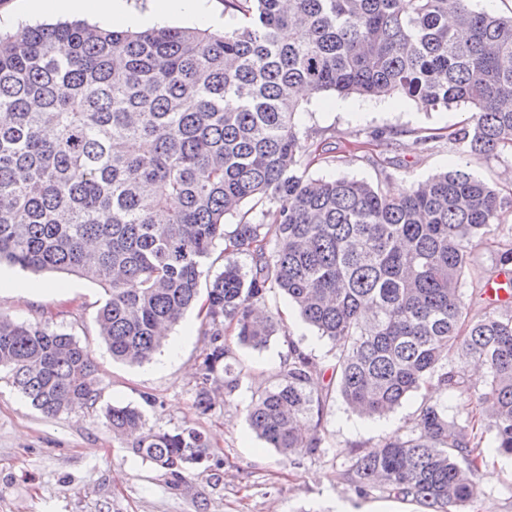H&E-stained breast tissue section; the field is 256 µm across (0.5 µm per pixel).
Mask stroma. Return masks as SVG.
Masks as SVG:
<instances>
[{
  "mask_svg": "<svg viewBox=\"0 0 512 512\" xmlns=\"http://www.w3.org/2000/svg\"><path fill=\"white\" fill-rule=\"evenodd\" d=\"M467 117L461 108L427 110L405 98L305 95L297 125L309 145L306 175L364 180L397 194L411 180L462 168L497 187L504 201L501 221L510 226L512 151L488 158L460 155L448 135ZM502 251L492 237L472 243L473 262L463 282L472 316L483 313L484 280L499 273ZM105 300L97 283L63 272L16 268L0 281V315L73 336L92 355L100 391L94 408L50 418L0 373V512H360L374 502L397 503L400 512H428L410 498L356 491L346 470L389 434L413 429L432 398L449 415H460L457 393L423 388L389 416L367 419L352 412L336 390L319 387L322 451L285 461L249 428L247 405L281 381L290 346L313 357L323 374L332 372L330 342L302 320L286 295L276 291L265 299V309L284 325L266 347L239 344L234 330H227L239 386L214 398L206 415L193 405L205 348L197 309L188 310L172 330L179 344L174 361L132 366L113 360L98 334L96 315ZM112 404L139 407L150 425L165 430L190 425L205 431L208 460L190 466L179 480L143 461L107 426L104 410ZM482 446L497 477L480 481L475 512H512V464L498 454L493 432L485 433Z\"/></svg>",
  "mask_w": 512,
  "mask_h": 512,
  "instance_id": "35a3bbf8",
  "label": "stroma"
}]
</instances>
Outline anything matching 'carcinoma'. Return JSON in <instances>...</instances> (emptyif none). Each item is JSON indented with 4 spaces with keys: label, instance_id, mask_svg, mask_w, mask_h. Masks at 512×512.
<instances>
[{
    "label": "carcinoma",
    "instance_id": "obj_1",
    "mask_svg": "<svg viewBox=\"0 0 512 512\" xmlns=\"http://www.w3.org/2000/svg\"><path fill=\"white\" fill-rule=\"evenodd\" d=\"M471 2L224 0L242 22L222 31L60 22L21 41L0 35V262L102 285L99 336L113 358L141 364L195 303L203 260L226 241L254 267L226 261L207 291L195 409H212L208 386L238 385L225 322L240 343L265 346L276 323L254 306L279 290L331 343L336 389L354 411L386 415L427 383L459 393L465 418L428 402L411 431L356 456L347 475L361 493L467 512L480 495L485 408L497 451L512 456V293L487 298L475 320L461 291L470 240L504 231L500 193L462 169L399 196L363 180L309 179L295 115L304 87L404 96L472 112L454 133L462 152L512 150V109L502 107L512 99V16ZM272 203L277 222L267 225ZM456 355L485 366L483 388L450 365ZM2 368L48 417L100 398L93 358L73 336L0 315ZM320 373L293 346L283 382L246 408L285 460L321 452L304 432L321 406ZM105 417L177 479L208 460L193 427L154 428L130 405Z\"/></svg>",
    "mask_w": 512,
    "mask_h": 512
}]
</instances>
